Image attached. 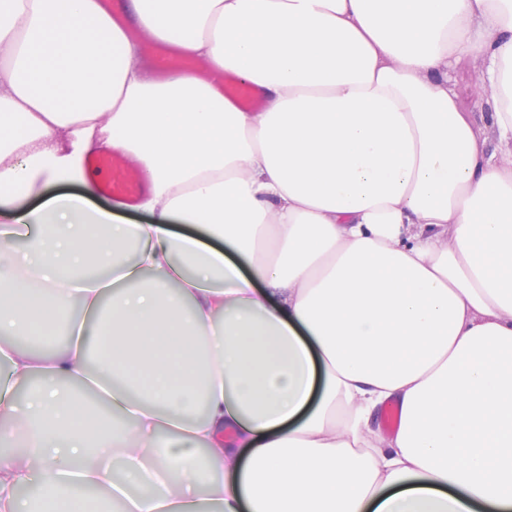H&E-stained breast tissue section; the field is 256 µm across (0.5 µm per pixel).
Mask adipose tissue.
I'll return each instance as SVG.
<instances>
[{
    "mask_svg": "<svg viewBox=\"0 0 512 512\" xmlns=\"http://www.w3.org/2000/svg\"><path fill=\"white\" fill-rule=\"evenodd\" d=\"M0 359V512H512V0H0ZM148 41H150V39L145 37L141 38L142 57L151 65L152 68V61L154 60V64L156 65L157 69L162 72L169 70H181V72L193 71L192 65L189 62L180 61V57L174 56L163 49L155 48V52L152 58L151 54L145 48L146 42ZM481 63L479 60L472 59L467 63L459 66L452 73V82L456 86V90L463 102L465 108L469 109L475 102L481 101L488 95V89L481 82ZM480 83V97L474 98V83ZM224 95L236 100L246 111H253L261 105V97L248 83L234 78L224 80ZM91 166L102 174L98 184L102 194L128 203L136 201L143 188L142 182L120 154L112 151V155L97 156L92 160ZM114 198L98 194L94 200L101 206H109L116 201Z\"/></svg>",
    "mask_w": 512,
    "mask_h": 512,
    "instance_id": "ef3b65f1",
    "label": "adipose tissue"
}]
</instances>
